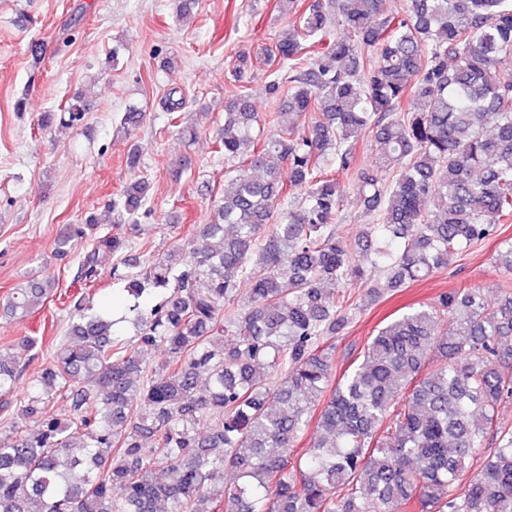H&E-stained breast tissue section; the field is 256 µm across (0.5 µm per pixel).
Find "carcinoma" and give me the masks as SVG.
<instances>
[{
    "label": "carcinoma",
    "mask_w": 512,
    "mask_h": 512,
    "mask_svg": "<svg viewBox=\"0 0 512 512\" xmlns=\"http://www.w3.org/2000/svg\"><path fill=\"white\" fill-rule=\"evenodd\" d=\"M276 7L289 22L271 47L238 50L230 76L260 59L277 66L266 93L301 125L281 127L278 112L258 123L246 95L224 102L215 143L228 168L209 222L150 253L137 220L151 183L139 178L108 209L143 235L145 260L93 213L60 230V256L90 240L77 271L88 288L112 255L130 304L114 319L70 301L66 336L22 397L25 360L0 347V409L13 412L0 426L12 434L0 443V512H512V432L494 423L512 398V292L491 307L481 289L460 288L413 308L338 379L328 344L352 311L512 220V67L501 66L512 0H405L390 14L384 0ZM166 97L170 124L195 141L182 91ZM84 112L75 96L42 125L73 126ZM143 118L133 105L123 128ZM363 130L373 169L358 168ZM353 170L354 201L378 223L349 244L336 224L348 199L339 175ZM287 195L295 205L277 211ZM54 287L30 280L3 312L29 317ZM311 426L313 444L294 457Z\"/></svg>",
    "instance_id": "1"
}]
</instances>
